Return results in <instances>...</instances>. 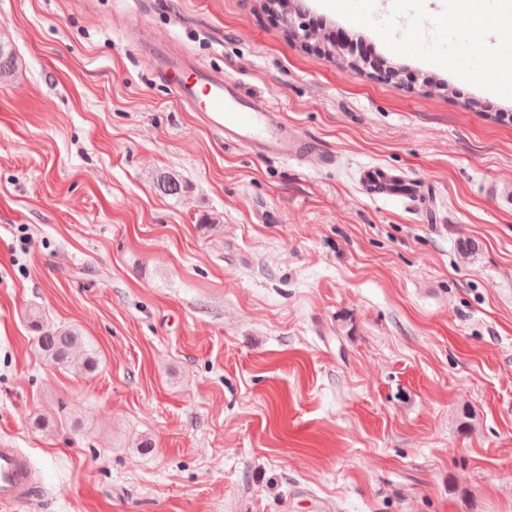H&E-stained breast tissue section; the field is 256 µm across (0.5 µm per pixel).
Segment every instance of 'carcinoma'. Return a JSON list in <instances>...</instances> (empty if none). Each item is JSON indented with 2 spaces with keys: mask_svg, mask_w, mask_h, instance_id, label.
Returning a JSON list of instances; mask_svg holds the SVG:
<instances>
[{
  "mask_svg": "<svg viewBox=\"0 0 512 512\" xmlns=\"http://www.w3.org/2000/svg\"><path fill=\"white\" fill-rule=\"evenodd\" d=\"M28 321L38 332L34 337L35 348L48 363L78 372H92L96 369V351L86 345L78 331L74 329L44 331L40 327L39 316L34 311L29 312Z\"/></svg>",
  "mask_w": 512,
  "mask_h": 512,
  "instance_id": "carcinoma-1",
  "label": "carcinoma"
}]
</instances>
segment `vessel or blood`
Instances as JSON below:
<instances>
[{
  "mask_svg": "<svg viewBox=\"0 0 512 512\" xmlns=\"http://www.w3.org/2000/svg\"><path fill=\"white\" fill-rule=\"evenodd\" d=\"M154 63L156 77L173 83L180 105L195 112L208 129L223 135L225 142L239 145L259 157L285 161L313 153L312 143L239 92L236 84L220 72L190 57L172 52L168 42L147 36L142 40ZM360 179L372 194L422 196L417 180H404L379 167H367ZM33 479L27 458L15 448H0V503L32 498Z\"/></svg>",
  "mask_w": 512,
  "mask_h": 512,
  "instance_id": "obj_1",
  "label": "vessel or blood"
}]
</instances>
